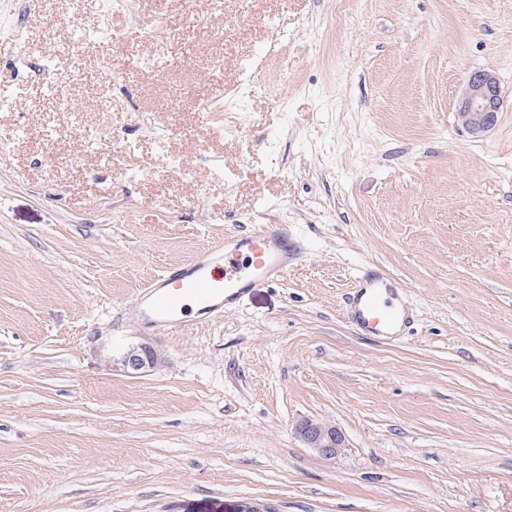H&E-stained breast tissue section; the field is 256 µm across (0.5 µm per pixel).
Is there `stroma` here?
I'll return each instance as SVG.
<instances>
[{
	"instance_id": "stroma-1",
	"label": "stroma",
	"mask_w": 512,
	"mask_h": 512,
	"mask_svg": "<svg viewBox=\"0 0 512 512\" xmlns=\"http://www.w3.org/2000/svg\"><path fill=\"white\" fill-rule=\"evenodd\" d=\"M8 15L0 512H512V0H127L117 45L73 43L97 0ZM481 70L504 103L474 136ZM260 220L307 246L285 280L177 335L121 318ZM365 267L406 290L398 340L344 317ZM503 106L502 91L496 77L475 71L468 77L457 114L458 123L473 134L491 129ZM123 367L130 374H139L145 369L154 368L159 357L154 349L147 345L128 350L122 359ZM295 432L309 448H315L326 459H336L346 448L342 432L328 423L302 420L296 424Z\"/></svg>"
}]
</instances>
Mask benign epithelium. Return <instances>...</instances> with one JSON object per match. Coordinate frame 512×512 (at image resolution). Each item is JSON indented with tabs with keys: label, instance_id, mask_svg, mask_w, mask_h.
<instances>
[{
	"label": "benign epithelium",
	"instance_id": "1",
	"mask_svg": "<svg viewBox=\"0 0 512 512\" xmlns=\"http://www.w3.org/2000/svg\"><path fill=\"white\" fill-rule=\"evenodd\" d=\"M502 106V91L496 77L488 72L475 71L469 75L464 88L457 121L473 134L486 132L496 124ZM122 362L128 373L138 374L155 367L159 357L154 349L142 345L128 350ZM295 432L308 447L316 449L327 459L338 457L346 448L342 432L328 423L302 420L296 424Z\"/></svg>",
	"mask_w": 512,
	"mask_h": 512
}]
</instances>
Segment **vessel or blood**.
<instances>
[{
  "mask_svg": "<svg viewBox=\"0 0 512 512\" xmlns=\"http://www.w3.org/2000/svg\"><path fill=\"white\" fill-rule=\"evenodd\" d=\"M300 247L283 224L254 225L244 236H230L197 256L173 266L136 293L129 306L142 328L172 335L185 329L188 303L196 317L209 320L232 310L258 281H278L293 268ZM405 291L379 274H359L348 319L357 332L390 340L409 319Z\"/></svg>",
  "mask_w": 512,
  "mask_h": 512,
  "instance_id": "1",
  "label": "vessel or blood"
}]
</instances>
